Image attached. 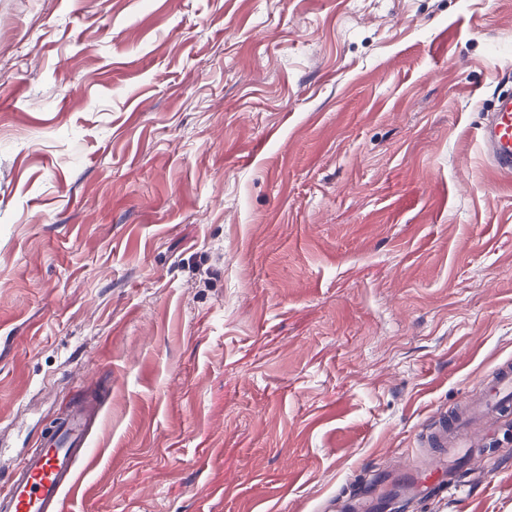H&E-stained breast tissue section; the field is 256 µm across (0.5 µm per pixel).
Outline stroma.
<instances>
[{"instance_id": "35a3bbf8", "label": "stroma", "mask_w": 512, "mask_h": 512, "mask_svg": "<svg viewBox=\"0 0 512 512\" xmlns=\"http://www.w3.org/2000/svg\"><path fill=\"white\" fill-rule=\"evenodd\" d=\"M512 0H0V485L340 512L512 358ZM455 498L512 512V434ZM480 143L492 170L500 177L512 176V94L499 95L492 112L480 127ZM96 404L78 401L55 424L0 490L1 512H60L79 467L91 456L90 429L98 425Z\"/></svg>"}]
</instances>
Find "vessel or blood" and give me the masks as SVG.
Instances as JSON below:
<instances>
[{"label": "vessel or blood", "mask_w": 512, "mask_h": 512, "mask_svg": "<svg viewBox=\"0 0 512 512\" xmlns=\"http://www.w3.org/2000/svg\"><path fill=\"white\" fill-rule=\"evenodd\" d=\"M480 143L492 170L500 177L512 176V94L498 96L492 112L480 127ZM512 409V359L498 362L492 378L479 396H470L445 413L425 434L426 447L434 449L483 448L497 429L503 411ZM96 404L80 401L55 424L0 488V512H60L61 503L76 481L81 465L90 462L89 435L98 425ZM444 466L431 458L427 465L408 459L399 472L407 487H431L444 483ZM447 484V483H444ZM449 496L460 491L458 483L447 484Z\"/></svg>", "instance_id": "b4317fda"}]
</instances>
